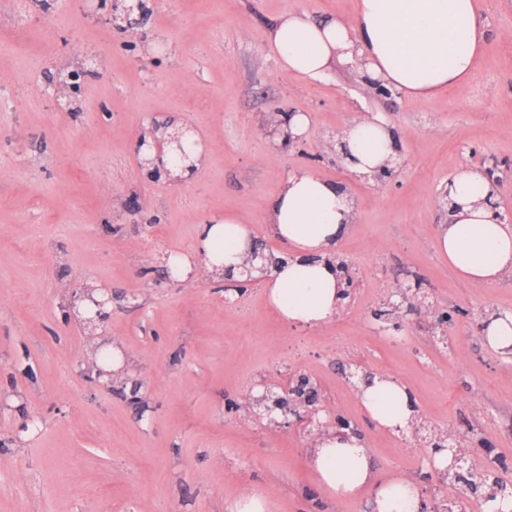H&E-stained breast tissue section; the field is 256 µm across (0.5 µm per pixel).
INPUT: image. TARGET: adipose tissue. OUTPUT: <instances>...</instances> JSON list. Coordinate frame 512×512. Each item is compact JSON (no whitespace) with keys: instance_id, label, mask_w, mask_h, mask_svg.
Returning <instances> with one entry per match:
<instances>
[{"instance_id":"obj_1","label":"adipose tissue","mask_w":512,"mask_h":512,"mask_svg":"<svg viewBox=\"0 0 512 512\" xmlns=\"http://www.w3.org/2000/svg\"><path fill=\"white\" fill-rule=\"evenodd\" d=\"M487 38V25L475 0H356L352 19H314L303 11L283 15L268 40L283 72L306 80L324 77L337 60L360 66L378 81L410 98L425 101L443 89L464 88ZM341 141L355 174L373 178L396 155L395 136L380 118H364L345 129ZM448 222L439 235V252L464 281L494 284L512 271V225L492 208L496 192L479 170H459L442 187ZM353 221L345 192L321 176L297 170L273 198L267 222L286 248L287 258L265 277L269 305L287 323L318 327L338 311L343 288L331 262L336 242ZM249 235L233 214L201 224L198 250L209 271H241ZM361 401L380 427H407L413 400L405 386L374 378ZM319 483L332 495L348 498L375 489L376 512H421L416 485L407 479L376 480L359 438L333 432L310 451Z\"/></svg>"}]
</instances>
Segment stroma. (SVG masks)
<instances>
[{"label": "stroma", "mask_w": 512, "mask_h": 512, "mask_svg": "<svg viewBox=\"0 0 512 512\" xmlns=\"http://www.w3.org/2000/svg\"><path fill=\"white\" fill-rule=\"evenodd\" d=\"M146 4L131 43L88 0H0V512H229L246 492L266 512H375L372 490L320 487L307 427L259 418L264 385L299 375L318 389L320 419L349 422L374 474L413 481L429 512H477L478 495L442 481L421 424L512 488V353L481 330L512 314V273L463 282L438 251L440 189L459 169L494 180L512 225V8L477 0L490 36L472 79L417 102L374 94L340 61L315 81L281 71L266 35L282 15L349 17L355 0ZM94 55L79 92L57 98L58 72ZM285 109L310 130L276 149L263 126ZM374 116L398 143L393 175L375 182L336 160L338 133ZM163 121L191 124L206 153L182 185L136 164V138ZM299 169L353 202L335 249L353 285L330 321L284 322L259 278L162 287L165 255L197 257L200 225L227 212L284 254L265 218ZM87 284L112 295L92 332L65 308ZM411 286L450 313L447 343L401 309ZM101 337L121 357L108 387L81 374ZM350 368L406 386L414 428L379 427Z\"/></svg>", "instance_id": "1"}]
</instances>
